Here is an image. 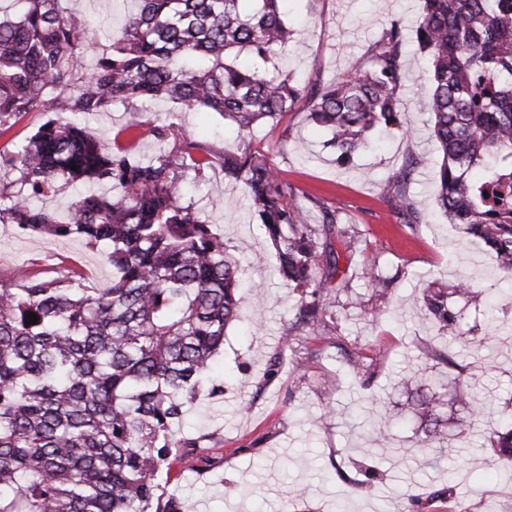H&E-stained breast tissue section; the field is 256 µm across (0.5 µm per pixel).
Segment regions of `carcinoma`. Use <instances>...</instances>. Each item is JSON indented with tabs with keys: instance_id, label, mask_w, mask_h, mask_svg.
I'll list each match as a JSON object with an SVG mask.
<instances>
[{
	"instance_id": "1",
	"label": "carcinoma",
	"mask_w": 512,
	"mask_h": 512,
	"mask_svg": "<svg viewBox=\"0 0 512 512\" xmlns=\"http://www.w3.org/2000/svg\"><path fill=\"white\" fill-rule=\"evenodd\" d=\"M13 2L16 13L0 10V135L54 107L71 119H49L16 145L7 164L24 190L0 191V224L102 243L115 276L93 291L69 270L19 287L0 280V512H182L172 500L151 509L159 475L185 457L171 429L210 381L241 303L239 259L179 192L178 171L200 172L213 154L187 141L179 155L142 162L75 117L163 97L217 112L241 132L277 122L300 95L275 63L293 31L281 0H252L249 11L244 0H138L86 71L85 16L66 0ZM416 38L430 64L428 124L442 152L437 204L511 274L512 0H422ZM404 47L394 23L365 62L312 101L310 114L331 131L341 160L366 148L375 131L410 134L400 121ZM417 165L391 176L392 205L414 217ZM224 173L244 183L278 247L279 274L308 297L302 314L321 318V291L337 276L339 253L315 238L297 188L248 147L224 153ZM62 180L110 186L80 196L63 217L33 205ZM364 266L384 292L376 258ZM31 313L38 323L28 325ZM420 313L448 339L462 336L448 289H428ZM458 400L484 415L469 385ZM418 406L435 425L429 444H441L436 402L422 396ZM489 438L512 456V429Z\"/></svg>"
}]
</instances>
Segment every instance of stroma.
<instances>
[{"label": "stroma", "mask_w": 512, "mask_h": 512, "mask_svg": "<svg viewBox=\"0 0 512 512\" xmlns=\"http://www.w3.org/2000/svg\"><path fill=\"white\" fill-rule=\"evenodd\" d=\"M68 6L90 21L87 68L135 9L133 0ZM420 11L421 0H287L283 16L295 38L277 64L301 94L280 122L254 125L243 137L218 113L186 111L166 99L117 103L87 116L86 128L107 143L137 121L172 126L164 139L137 138L131 152L142 160L175 154L186 140L210 149L212 165L184 175L183 200L241 260V317L216 358L224 388L187 402L172 432L179 444H194L192 462H174L159 477L160 502L178 500L188 512H512V460L487 438L512 426V341L494 338L485 317L495 299L499 324L512 329V278L437 205L441 152L427 126L429 67L416 40L403 57L410 76L400 90L405 131L387 132L342 165L327 145L329 132L309 118L314 93L363 61L391 24L414 29ZM241 143L264 154L302 195L338 208L340 230L357 240L349 286L326 290L319 323L300 320V293L279 275L276 246L244 184L224 174L225 153ZM411 160L418 163L410 186L416 224L388 202L391 174ZM103 251L80 237H21L0 224V279L21 284L36 272L51 278L74 268L85 287L107 288L112 267ZM367 255L377 256L391 280L386 294H375L361 274ZM462 278L472 292L448 299L466 332L453 345L438 339L437 324L422 319L419 306L426 288H450ZM356 353L368 365L360 376L348 365ZM462 383L491 402L494 414L473 420L455 398ZM417 394L440 403L444 450L427 446L424 423L407 407ZM381 429L392 435L388 445L376 440ZM246 481L254 494L241 493Z\"/></svg>", "instance_id": "stroma-1"}]
</instances>
